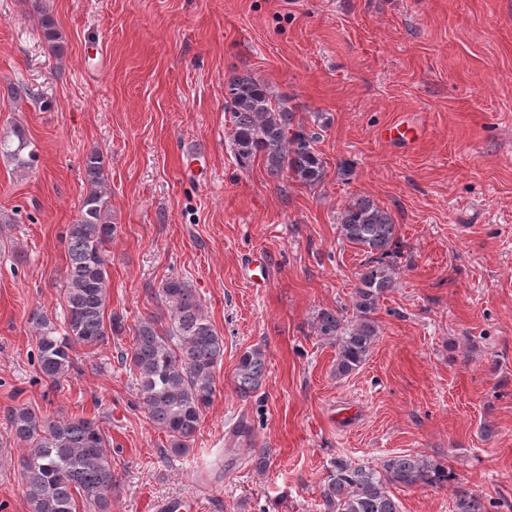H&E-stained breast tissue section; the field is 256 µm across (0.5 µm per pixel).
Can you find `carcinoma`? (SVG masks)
<instances>
[{"label":"carcinoma","instance_id":"obj_1","mask_svg":"<svg viewBox=\"0 0 512 512\" xmlns=\"http://www.w3.org/2000/svg\"><path fill=\"white\" fill-rule=\"evenodd\" d=\"M29 2L44 40L56 56H63L64 40L45 0ZM224 101L232 151L241 168L259 159L272 180L290 178L310 188L324 183L327 165L317 149L319 134L265 81L250 73L235 74L225 82ZM0 154L23 169L38 162L37 150L21 124L0 136ZM82 171L85 194L63 236L64 320L58 325L39 308L29 316L39 374L52 384L77 368L79 350H94L110 336L126 332L124 316L108 311V252L116 225L104 154L89 151L82 159ZM336 220L342 240L366 254L352 315L322 309L313 321L314 333L336 344V375L343 377L362 367L379 337L376 311L397 277L398 225L387 209L367 197L345 204ZM158 299L163 310L138 318L132 325V346L120 360L135 376L136 396L146 417L168 438L166 455L183 457L193 447L213 403L224 336L189 281L165 280ZM265 373V350L244 351L233 373L236 392L249 397L261 387ZM6 422L9 438L23 448L19 464L28 512H77L78 497L87 512H112L117 488L112 446L96 419L51 417L20 405L7 411ZM451 478L447 468L418 453L391 456L377 466L339 457L322 489V508L323 512H401L390 487L435 486ZM452 512L488 510L479 494L459 486Z\"/></svg>","mask_w":512,"mask_h":512}]
</instances>
